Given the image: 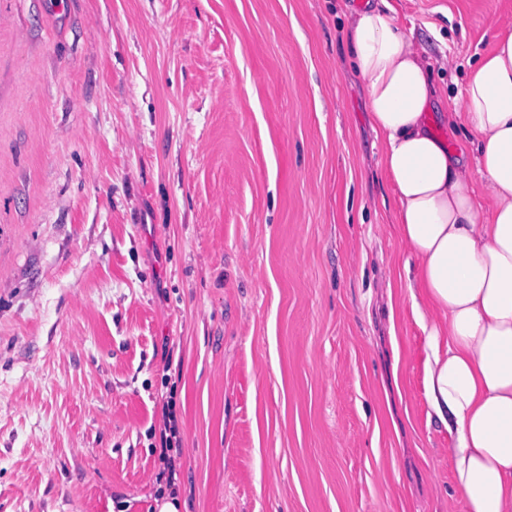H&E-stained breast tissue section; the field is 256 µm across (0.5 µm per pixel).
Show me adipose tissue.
Returning <instances> with one entry per match:
<instances>
[{
	"label": "adipose tissue",
	"instance_id": "obj_1",
	"mask_svg": "<svg viewBox=\"0 0 512 512\" xmlns=\"http://www.w3.org/2000/svg\"><path fill=\"white\" fill-rule=\"evenodd\" d=\"M345 42L430 307L427 395L453 438L463 512H512V20L442 115L473 134L471 159L429 121L433 64L388 0L349 8Z\"/></svg>",
	"mask_w": 512,
	"mask_h": 512
}]
</instances>
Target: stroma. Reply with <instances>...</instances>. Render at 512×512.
<instances>
[{"instance_id": "1", "label": "stroma", "mask_w": 512, "mask_h": 512, "mask_svg": "<svg viewBox=\"0 0 512 512\" xmlns=\"http://www.w3.org/2000/svg\"><path fill=\"white\" fill-rule=\"evenodd\" d=\"M453 64L512 0H390ZM343 0H0V512H463ZM176 403L174 398H169L163 404V429L160 434V456L165 465L164 471L159 474L160 482L165 479V484L172 495L175 493V481L177 475V459L182 457L180 427L175 412ZM175 451L176 456L171 454Z\"/></svg>"}]
</instances>
